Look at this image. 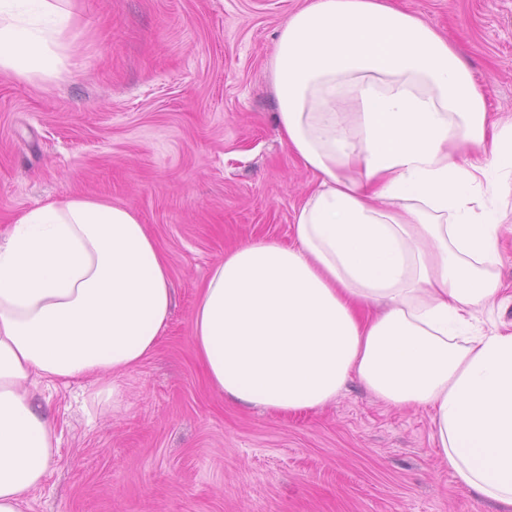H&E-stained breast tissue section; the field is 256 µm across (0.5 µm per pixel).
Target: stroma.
I'll list each match as a JSON object with an SVG mask.
<instances>
[{
  "mask_svg": "<svg viewBox=\"0 0 512 512\" xmlns=\"http://www.w3.org/2000/svg\"><path fill=\"white\" fill-rule=\"evenodd\" d=\"M307 0H74L61 80L0 74V232L66 194L138 214L173 304L154 352L110 375L43 383L59 446L28 512H499L431 440L426 410L350 382L324 409L280 416L213 391L191 341L224 251L289 242L310 173L277 134L273 58ZM448 37L512 113V0H393Z\"/></svg>",
  "mask_w": 512,
  "mask_h": 512,
  "instance_id": "1",
  "label": "stroma"
}]
</instances>
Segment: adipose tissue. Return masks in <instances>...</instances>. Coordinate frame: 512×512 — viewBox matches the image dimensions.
I'll list each match as a JSON object with an SVG mask.
<instances>
[{
    "label": "adipose tissue",
    "mask_w": 512,
    "mask_h": 512,
    "mask_svg": "<svg viewBox=\"0 0 512 512\" xmlns=\"http://www.w3.org/2000/svg\"><path fill=\"white\" fill-rule=\"evenodd\" d=\"M64 0H0V72L61 78ZM282 142L313 176L291 241L225 251L192 340L210 387L278 414L350 380L423 408L457 480L512 512V328L477 314L512 226V116L453 45L390 0H307L273 60ZM172 304L166 257L136 212L67 195L0 233V512H26L59 439L37 382L134 368Z\"/></svg>",
    "instance_id": "ef3b65f1"
}]
</instances>
